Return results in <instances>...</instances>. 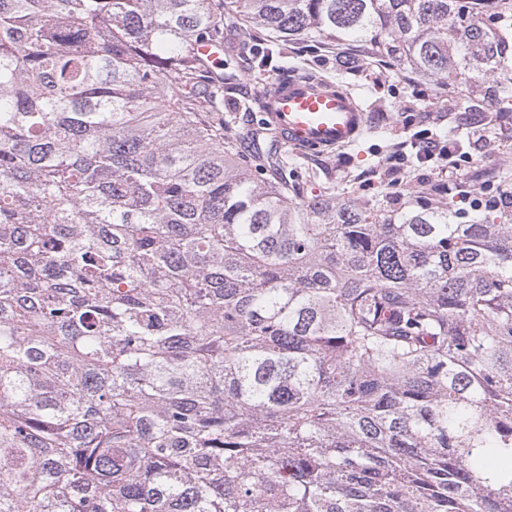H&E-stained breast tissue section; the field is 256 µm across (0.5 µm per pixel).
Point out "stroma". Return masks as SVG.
<instances>
[{
    "mask_svg": "<svg viewBox=\"0 0 512 512\" xmlns=\"http://www.w3.org/2000/svg\"><path fill=\"white\" fill-rule=\"evenodd\" d=\"M219 25L227 47L221 68L236 80L235 90L224 96V117L240 130L243 152L255 153V135L261 129V111L254 103L257 84L271 82L281 70H295L340 80L361 98L365 107L382 110L386 124L384 132L363 135L332 154L301 156L288 163L287 171L303 183L305 197L314 198L331 190L341 199L391 197L411 205L419 186L437 185L439 177L432 164L418 163L413 146L425 133L432 139L448 141L450 92L445 85L388 61L374 62L358 74L338 77L337 57L362 53L355 42L334 49L309 41L285 42L262 67L253 57L238 56L235 18L221 16ZM483 137V142L464 145L456 152L458 183L474 187L484 184L487 174L505 166L512 168V137L503 134L501 124L487 123Z\"/></svg>",
    "mask_w": 512,
    "mask_h": 512,
    "instance_id": "stroma-1",
    "label": "stroma"
}]
</instances>
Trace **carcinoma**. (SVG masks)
<instances>
[{
	"mask_svg": "<svg viewBox=\"0 0 512 512\" xmlns=\"http://www.w3.org/2000/svg\"><path fill=\"white\" fill-rule=\"evenodd\" d=\"M360 43L512 112V0H0V512H512V197L296 202L197 53Z\"/></svg>",
	"mask_w": 512,
	"mask_h": 512,
	"instance_id": "carcinoma-1",
	"label": "carcinoma"
}]
</instances>
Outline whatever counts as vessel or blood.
Returning a JSON list of instances; mask_svg holds the SVG:
<instances>
[{"label":"vessel or blood","instance_id":"b4317fda","mask_svg":"<svg viewBox=\"0 0 512 512\" xmlns=\"http://www.w3.org/2000/svg\"><path fill=\"white\" fill-rule=\"evenodd\" d=\"M261 95L265 129L298 151L322 154L353 144L368 124L360 100L322 78L279 75Z\"/></svg>","mask_w":512,"mask_h":512}]
</instances>
